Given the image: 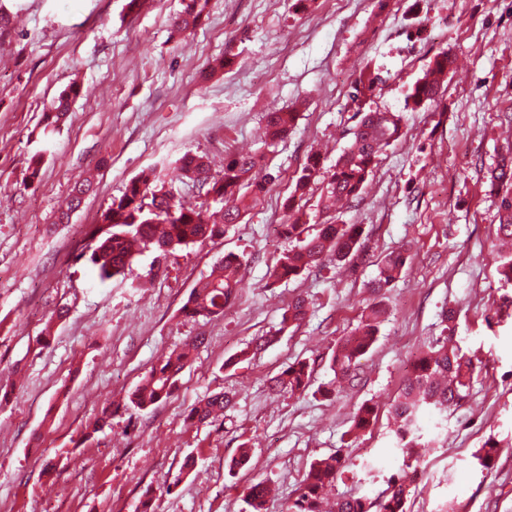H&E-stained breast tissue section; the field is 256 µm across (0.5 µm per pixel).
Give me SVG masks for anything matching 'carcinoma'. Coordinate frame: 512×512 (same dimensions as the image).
<instances>
[{"mask_svg": "<svg viewBox=\"0 0 512 512\" xmlns=\"http://www.w3.org/2000/svg\"><path fill=\"white\" fill-rule=\"evenodd\" d=\"M207 0H186L184 10L173 27V35L184 37L201 22ZM454 59L442 51L433 56L423 75L409 88L405 105L411 110L425 109L440 97L444 77L448 75ZM383 78L378 68L366 66L354 82L352 99L360 103L371 97ZM79 95V88L71 85L65 89L42 115V140L49 145L54 134L64 122L70 103ZM357 124L352 132L350 145L336 160L331 172L324 177L325 188L318 207L330 211L340 201L353 203L362 198L369 176L377 164L384 147L397 141L402 132L403 116L399 112L357 110ZM299 112L293 108H279L268 114L267 129L273 139L282 138L295 126ZM181 169L192 180L200 183L205 195L220 204L234 197L236 203L211 212L209 219L202 217V206L193 205L158 185L152 168L142 171L124 187L121 195L112 198L97 218L90 238L95 246L89 257L98 278L106 282L115 276L133 274L136 250H157L165 256L178 248L203 243L224 236L225 228L237 224L242 213L259 195L269 191L273 178L262 173L260 160L253 155L228 154L224 157V171L214 176L209 164L200 156L185 155ZM320 160L309 155L296 180L294 194L288 197L285 208L296 213L293 222L279 225L280 236L292 243L284 250L274 266L271 279L279 282L300 276L313 266L325 261L334 264H354L363 252L364 227L361 224H321L315 233L306 232L303 213L297 204V195L305 194L320 176ZM491 185L501 195L500 223L497 238L512 240V156H503L490 171ZM91 182L84 180L74 185L60 210L57 221L69 218L71 211L79 208L90 191ZM409 260L404 251H395L381 260L380 276L371 283V291L379 293L389 287L402 273ZM245 258L227 253L217 259L209 274L203 276L191 289L180 312L190 318L212 317L224 312L226 305L240 288L241 269ZM309 302L302 296L295 297L282 314L281 328L297 326L306 318ZM385 314L382 304L375 302L368 308L364 319L349 336L341 338L330 359L334 373V386L323 389L330 397L351 381L358 367V359L367 353L377 339L379 325ZM204 343L198 336L181 349L172 350L159 359L146 373L136 388L127 395L133 408L143 411L171 398L177 388L179 376L192 361V351ZM480 361L465 353L445 336L430 345L414 361L411 373L403 382L394 400L390 415L394 421L396 445L411 458L421 443V417L428 409L448 412L467 398L474 378L479 375ZM313 368L305 361L288 365L271 379L272 388L291 394L306 391L311 383ZM233 397L224 391L204 396L187 412L190 424H210L224 416ZM376 409L369 403L362 404L353 416L352 432L368 429L376 420ZM498 443L488 440L475 454L478 464L488 470L497 458ZM346 467L341 454L317 459L305 472L294 500L287 512H322L325 491L334 485ZM403 474L388 493L374 501L363 496L339 497L334 512H407L409 490ZM268 486L259 481L246 488L245 503L250 512H264Z\"/></svg>", "mask_w": 512, "mask_h": 512, "instance_id": "carcinoma-1", "label": "carcinoma"}]
</instances>
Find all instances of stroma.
I'll use <instances>...</instances> for the list:
<instances>
[{
	"label": "stroma",
	"mask_w": 512,
	"mask_h": 512,
	"mask_svg": "<svg viewBox=\"0 0 512 512\" xmlns=\"http://www.w3.org/2000/svg\"><path fill=\"white\" fill-rule=\"evenodd\" d=\"M209 0L200 25L172 37L183 0H0L11 17L0 33V512H134L153 488L155 512H246L254 479L274 490L265 512H286L310 464L343 450L335 493L375 498L405 468L417 471L408 512H512V285L498 278L499 197L487 170L512 145V0ZM424 25V39L408 40ZM457 68L437 103L405 110L409 86L434 54ZM223 71L209 68L224 57ZM386 79L366 107L404 115L403 134L380 156L362 200L336 216L360 224L365 256L356 268H313L270 283L286 248L275 227L307 155L332 170L356 124L350 93L361 70ZM81 92L53 138L36 180L27 178L32 140L50 102L71 83ZM296 106L287 138L271 141L266 114ZM261 157L274 181L222 238L134 263L140 287L100 282L84 251L87 233L112 197L142 170L198 201L177 161L185 152L219 171L226 150ZM96 181L68 223L57 216L76 182ZM407 250L401 277L369 285L388 253ZM245 256L243 285L222 315L185 319L196 281L225 253ZM306 319L280 331L296 296ZM386 315L358 361L356 380L327 398L329 358L366 307ZM455 308L453 332L483 363L455 411L425 413L426 448L408 460L395 446L390 406L420 352L445 335L441 310ZM66 317L55 318L58 308ZM50 330L48 345L37 344ZM276 341L251 357L253 337ZM205 337L173 397L138 412H113L85 438L102 408L132 391L153 363ZM314 366L307 393L274 392L288 364ZM233 394L223 420L192 425L185 415L205 393ZM374 424L350 434L363 402ZM499 443L492 469L475 453ZM251 458L230 462L242 444ZM196 461L188 476L180 468ZM52 460V476L42 473Z\"/></svg>",
	"instance_id": "stroma-1"
}]
</instances>
